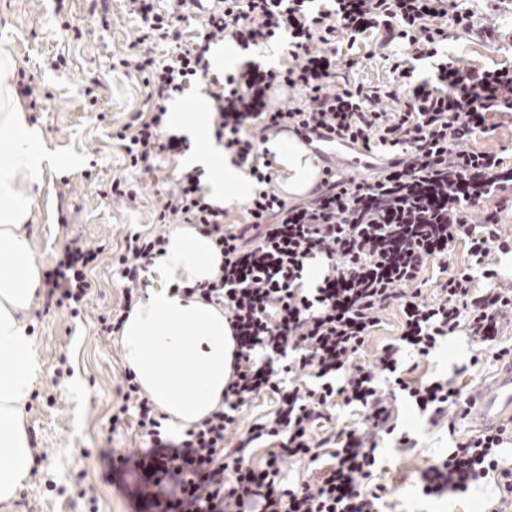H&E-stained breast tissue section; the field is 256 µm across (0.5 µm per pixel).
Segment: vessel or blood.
Returning a JSON list of instances; mask_svg holds the SVG:
<instances>
[{
    "label": "vessel or blood",
    "instance_id": "1",
    "mask_svg": "<svg viewBox=\"0 0 512 512\" xmlns=\"http://www.w3.org/2000/svg\"><path fill=\"white\" fill-rule=\"evenodd\" d=\"M349 169L370 170L372 179L376 181L383 178L382 171L371 169L362 156L348 155L338 148L332 157L324 158L320 171L302 192V199H317L318 189L324 180ZM460 416L472 422L479 431H496L505 424H512V358L491 379L484 381L474 393L467 396Z\"/></svg>",
    "mask_w": 512,
    "mask_h": 512
}]
</instances>
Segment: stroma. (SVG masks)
<instances>
[{
	"mask_svg": "<svg viewBox=\"0 0 512 512\" xmlns=\"http://www.w3.org/2000/svg\"><path fill=\"white\" fill-rule=\"evenodd\" d=\"M478 17L495 23L504 40L485 41L466 34H450L443 50L471 67H512V0H469ZM69 29H62V22ZM137 20L114 0L106 21L90 15L86 0H0V51L9 53L16 68L34 76L42 90L29 116L42 133L50 161L39 175L32 203L33 221L27 226L31 252L39 270H47L57 250L73 237L104 244L89 276L96 288L86 302V313L71 318L67 312L44 311L34 303L27 317L41 370L33 383L36 394L25 414L47 457L28 473L13 512H79L75 505L77 478L97 490L100 512H131L133 503L107 477L108 467L96 454L107 446L138 447L141 441L133 416L117 431L109 418L121 405L119 390L126 367L119 336L99 335L95 317L104 307L123 301L114 258L130 232L148 233L156 225L161 198L173 176L170 161L157 159L151 171L128 168L116 137L129 113L142 109L141 79L113 71V56L127 51ZM65 55L68 65L56 70L52 57ZM102 86L96 119L88 112L83 90L91 79ZM124 176L139 186L136 202L102 197L101 185ZM471 340L458 335L434 355L420 360L413 376L429 379L457 373L463 393L473 392L498 369L491 355L477 366ZM71 372L56 374L59 357ZM398 428L381 440L372 475L373 484L391 491L395 512H512V496L492 475L467 492L427 496L422 475L450 452L457 438L470 434L469 422L449 417L434 425L405 399L396 402ZM407 434L412 445L399 447Z\"/></svg>",
	"mask_w": 512,
	"mask_h": 512,
	"instance_id": "obj_1",
	"label": "stroma"
}]
</instances>
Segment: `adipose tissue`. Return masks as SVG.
<instances>
[{"instance_id":"1","label":"adipose tissue","mask_w":512,"mask_h":512,"mask_svg":"<svg viewBox=\"0 0 512 512\" xmlns=\"http://www.w3.org/2000/svg\"><path fill=\"white\" fill-rule=\"evenodd\" d=\"M12 68L11 56L0 53V503L17 498L32 466L24 408L39 364L25 319L39 279L26 226L47 160L40 134L7 80ZM267 148L287 191L300 192L314 178L315 161L296 142L277 138ZM192 161L206 169L202 187L213 201L227 208L242 202L248 177L227 165L220 150L193 155ZM222 260L211 238L190 225L175 226L155 265L166 287L135 306L121 331L128 367L177 430L217 410L232 373L235 344L223 310L181 293L182 287L213 280Z\"/></svg>"}]
</instances>
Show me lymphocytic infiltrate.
<instances>
[{
    "label": "lymphocytic infiltrate",
    "instance_id": "f902f5d3",
    "mask_svg": "<svg viewBox=\"0 0 512 512\" xmlns=\"http://www.w3.org/2000/svg\"><path fill=\"white\" fill-rule=\"evenodd\" d=\"M139 19L128 52L117 57L122 73L140 76L146 111L132 113L117 134L133 169H151L157 157L178 161L187 140L166 129L168 103L204 81L212 101L217 139L256 189L244 205L242 224L224 221V209L201 187L198 170L179 172L166 190L149 233L126 235L116 258L123 302L100 313L98 332L121 331L145 285L143 275L164 255L174 225L188 224L212 238L223 261L211 281L184 287L220 306L236 344L233 373L218 410L183 434L162 430V416L144 395L132 370H124L122 403L111 416L120 424L134 413L146 448L124 459L100 449L109 474L135 475L130 498L136 512H380L382 487H370L377 439L396 426L377 379H393L403 396L436 423L464 398L455 378L441 375L415 384L402 375L405 355L422 359L458 332L501 357L503 316L512 313V289L499 284L497 261L512 253L499 213L488 198L512 186V168L496 151L476 147L494 131L492 115L512 111V68L458 65L441 48L453 31L497 40L499 28L479 21L463 0H122ZM200 29L185 41L182 22ZM288 38L289 60L263 70L247 67L216 75L212 44L232 39L263 50ZM376 50L404 45L392 55L393 80L371 85L343 80L356 66L349 52L365 39ZM165 59H155L159 44ZM433 63L431 77L417 78L416 62ZM287 87L294 102L269 104L273 87ZM325 131L352 147L395 149L383 165V181L327 183L317 200L288 203L276 188L265 145L282 121ZM466 265L424 293L418 282L428 262L448 265L457 245ZM101 245L67 240L43 274L45 305L79 316L94 285L86 269ZM320 263L317 287H303L305 268ZM399 311L401 332L371 365L355 364L388 310ZM275 394L266 419L243 425L254 399ZM364 414L360 429L345 433L327 422L336 402ZM512 434L470 435L424 473L422 491L466 492L499 474L512 491V470L501 448ZM276 441L260 463L254 446ZM312 464L330 459L318 479L288 486L285 458Z\"/></svg>",
    "mask_w": 512,
    "mask_h": 512
}]
</instances>
